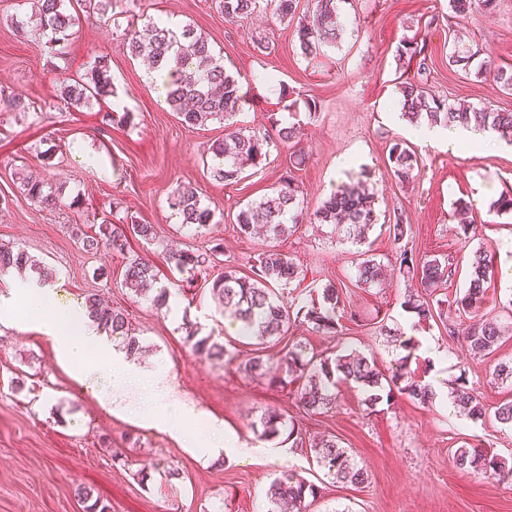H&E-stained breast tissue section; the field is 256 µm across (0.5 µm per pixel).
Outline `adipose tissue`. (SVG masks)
<instances>
[{"label":"adipose tissue","instance_id":"1","mask_svg":"<svg viewBox=\"0 0 512 512\" xmlns=\"http://www.w3.org/2000/svg\"><path fill=\"white\" fill-rule=\"evenodd\" d=\"M422 134L429 142L446 147L453 153L469 147H484L496 141L491 132L454 125L427 126L423 128ZM23 304L28 314L33 316L49 307H56L54 320L44 323L43 328L56 343L77 383L90 386L106 378L112 385L120 386L145 378L150 382L153 399H169V386L163 376L144 369L127 351L118 349L93 320L76 310L57 308L53 288L46 287L38 293L24 294ZM90 349L97 352L98 362L86 359L85 354ZM168 432L186 448L205 443L207 453L214 456L236 452L258 456L263 452L261 446L241 441L234 433L225 431L223 423L217 421L210 423L208 435L202 441L176 425L169 426Z\"/></svg>","mask_w":512,"mask_h":512}]
</instances>
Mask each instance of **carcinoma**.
<instances>
[{"label":"carcinoma","instance_id":"cac0c4a2","mask_svg":"<svg viewBox=\"0 0 512 512\" xmlns=\"http://www.w3.org/2000/svg\"><path fill=\"white\" fill-rule=\"evenodd\" d=\"M275 4L274 11L282 20L294 16L297 10L296 0H212L218 12L228 21L245 18L261 9V2ZM104 21L108 22L120 15L116 8L121 0H88ZM337 2L339 0H317L313 20L298 26V42L304 55L317 53L322 46L336 43L339 27L337 25ZM31 17L36 22L40 34L46 37V45L51 56L61 59L75 35L76 16L67 8L66 0H31ZM122 49L132 57L145 58L156 68H164L175 63L176 78L166 91V102L176 112L180 120L189 127H204L216 119L224 121V139L213 143L209 152L210 177L225 184L239 181L246 169L255 167L267 154L271 137L267 133L249 130L237 125L235 121L240 101L238 81L224 69V61L215 54L206 37L186 25L173 29L160 20L147 19L144 31L128 28L124 34ZM400 59L416 61L417 76L429 71V61L425 47L415 40H403L398 47ZM479 55L467 48H454L448 56V66L474 68L475 74H492L496 86L503 91H512V66L491 68L488 61L474 63ZM114 95L112 75L107 57H101L95 66L78 80H62L61 96L73 105L86 104L91 100ZM402 117L408 120L423 118L430 125H474L480 129L489 128L502 139L512 142V112H490L487 109L469 106H454L445 99L431 96L419 81L405 82L402 86ZM271 129L277 131L278 139L290 142L300 131L296 124H286L276 117H269ZM388 160L397 182L404 185L413 178L418 160L404 141H397L389 149ZM26 195L46 208L60 206L58 197L41 181H28L24 184ZM170 207L180 215L181 223L187 226L203 228L212 223V210L203 205L196 191L185 187L177 190L170 201ZM455 218L463 234L476 233V226L470 219L469 209L461 205L455 209ZM378 221L375 197L366 183L359 181L344 184L331 192L316 209L309 212L300 207L298 187L293 177L285 173L280 185L270 194L258 201L242 207L237 214V228L242 234H250L255 226L266 229L272 240L288 235L294 225L343 224L348 229V238L355 243L366 240L367 231ZM389 237L394 249L391 259L399 269L412 274L420 286L405 289L401 306L415 318V325L427 324L443 316L436 312L433 304L427 300V293L442 287L448 282L450 271L440 259L419 258L406 247L404 239L411 233V225L403 216L393 212L389 216ZM143 240L155 237V228L151 224H101L98 231L83 234L84 250L93 253L101 248H109L118 253L125 252L129 244L128 234ZM214 246L209 252L185 251L172 253L168 261L181 272L191 273L210 262V257L219 251ZM383 264L373 254L364 251L359 254L356 267L357 283L370 286L380 281ZM15 269L30 270L37 274V281L46 282L52 278V272L29 256L23 250H16L0 244V271ZM301 269L290 256L270 246L258 255L257 265L252 275H242L230 266L224 267V273L216 276L211 290L224 305V310L241 323L243 335L253 340V356L249 358L243 370L251 376H263L268 373L267 360L262 345L266 340L282 335L288 327L290 313L272 289V285H287L298 280ZM493 275V269L487 255L477 252L469 265V285L463 296L452 301L455 310L470 317V324L464 341L473 351L492 354L500 347L509 329L494 317L480 312L487 284ZM124 286L137 297H153V301L164 305L168 302V289L158 285L154 266L146 259L137 257L131 260L124 273ZM339 292L333 284L321 289V299L311 301L304 312V318L313 324L318 332L334 333L338 325L336 309L339 304ZM89 317L117 342V346L130 352L139 350V341L130 333L125 315L101 304L95 294L86 299ZM186 339L192 351L209 359L233 361L228 349L210 336L198 337L194 326L186 328ZM408 357L404 356L396 363L391 376L383 374L375 360L356 354L308 355L306 347L296 345L281 357L279 363V383L305 380L297 391L299 402L308 410H318L331 406L336 400V386L339 383L353 385L367 394L370 406L380 403L391 394H382L384 387H397L401 394H407L423 404L432 399L430 385L421 378L406 375L404 367ZM454 403L464 413L479 419L486 416L487 408L481 397L466 387L465 379L457 377L453 389ZM261 435L275 439L286 433L293 436L294 430H285L282 415L268 410L260 418ZM315 458L326 470V475L335 483L362 485L368 481L367 471L357 467L348 459L347 451L339 445L333 436H324L313 446ZM453 459L456 465L465 471L470 469L483 472L488 469L504 480H512V462L495 455L477 454L467 447L455 449ZM77 496L83 504L84 512H109L108 504L94 490L81 488ZM308 496H316V488L296 473L290 471L274 480L268 491L271 512L283 503H288L300 512L305 508Z\"/></svg>","mask_w":512,"mask_h":512}]
</instances>
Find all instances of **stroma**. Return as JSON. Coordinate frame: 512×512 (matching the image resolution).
<instances>
[{
	"label": "stroma",
	"mask_w": 512,
	"mask_h": 512,
	"mask_svg": "<svg viewBox=\"0 0 512 512\" xmlns=\"http://www.w3.org/2000/svg\"><path fill=\"white\" fill-rule=\"evenodd\" d=\"M315 4L298 0L288 20L264 9L232 23L207 0H132L135 14L192 26L221 52L241 87L239 125L265 127L273 113L302 124L299 142L270 146L266 162L227 185L214 181L201 160L223 138V122L202 129L182 124L143 60L123 52L122 27L80 10L76 38L65 58L55 59L43 36H18L3 22L29 14V5L0 0V91L30 105L25 112H0V244L24 249L54 269L59 304L81 309L86 295L95 293L124 312L142 346V363L165 377L173 400L196 412L191 430L205 431L217 419L240 439L270 448L273 440L261 438L252 424L275 408L306 440L336 436L367 471V483L331 482L307 445L277 457L232 454L216 461L183 448L168 433L103 412L94 390L72 379L52 341L35 325L19 328L28 314L13 297L21 281L9 271L0 272V512H82V487L103 496L110 512H267V490L287 470L317 489L306 512H512V483L461 471L452 459L463 445L511 460L512 429L397 392L372 407L360 389L346 385L337 389L331 408L306 411L297 401V384L276 387L243 372L254 347L239 336L237 322L223 314L211 292L217 268L190 279L167 259L172 249L218 244L224 263L249 273L267 242L238 233L236 216L244 203L271 193L286 171L311 210L338 185L363 180L377 197V210L403 212L412 228L409 248L451 267L435 300L466 290L469 261L482 251L493 264L483 309L504 320L512 316V215L491 209L502 191L512 189V144L501 140L488 150L453 154L407 137L409 122L394 119L402 110L398 85L413 76L396 50L413 36L433 61L427 91L512 112V92L500 91L491 77L448 66L457 35L486 50L495 64L512 65V0H500L490 11L475 7L467 19L453 16L448 0H342L341 35L308 57L296 29L313 16ZM261 38L267 43L262 50ZM101 55L110 60L114 96L77 107L64 102L61 81L83 76ZM311 100L316 110L308 109ZM398 139L418 159L404 186L388 161ZM299 153L304 163L291 168L290 156ZM29 176L52 186L61 207L45 209L31 201L22 189ZM184 186L195 188L214 212L202 234L183 227L169 207ZM461 202L478 227L475 237L458 230L454 210ZM132 219L154 225L155 239H132L125 254L83 249L82 233ZM279 247L304 273L285 301L308 305L311 289L334 284L340 320L334 334L317 332L301 317L290 321L285 336L267 345L270 364L298 342L323 354L353 350L376 357L387 374L404 356L427 382L439 378L450 384L465 376L488 409L512 400V384L491 382L486 373L492 359L469 353L441 322L415 326L401 308L411 279L391 271L380 285L357 287L356 247L327 225L299 226ZM133 256L156 266L170 292L168 306L125 288L124 271ZM189 323L224 343L234 362L195 355L185 339ZM143 469L149 474L145 482L138 477Z\"/></svg>",
	"instance_id": "1"
}]
</instances>
